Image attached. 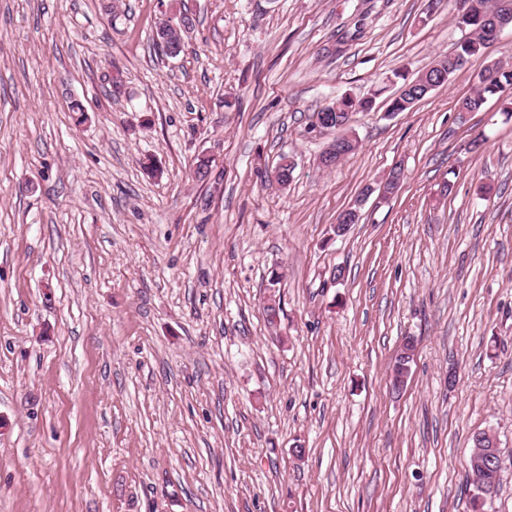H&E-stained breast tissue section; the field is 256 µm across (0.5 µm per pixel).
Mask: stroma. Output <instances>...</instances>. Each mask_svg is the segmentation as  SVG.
Returning <instances> with one entry per match:
<instances>
[{"label":"stroma","instance_id":"stroma-1","mask_svg":"<svg viewBox=\"0 0 512 512\" xmlns=\"http://www.w3.org/2000/svg\"><path fill=\"white\" fill-rule=\"evenodd\" d=\"M171 2L0 0V512H471L483 431L484 512H512V101L457 110L512 26L389 117L393 70L465 37L446 0H183L169 57ZM344 94L373 105L324 170L314 115ZM194 24L193 17L181 9H176L173 17L162 21L156 28L154 42L166 55L177 56L183 51L185 34L194 27ZM414 349V341L412 339L407 340L403 344L400 355L395 359L391 375V386L394 390L400 383L407 379L409 375ZM480 435H482V439H476V436L474 437V448L466 463V470L468 472L466 482L467 485H472L475 491L472 495V508L474 512H482L486 502V499L482 498L483 494L479 491L477 484H481L489 491H492L493 494L490 498H492V496L494 497L499 492L501 473L503 470V466L500 467L498 464L491 463L489 466L486 465L485 468H478V472H475L476 465L474 463V457L480 451L488 448L487 446H489L494 439L493 436L485 432L480 433ZM475 475L476 478H474Z\"/></svg>","mask_w":512,"mask_h":512}]
</instances>
